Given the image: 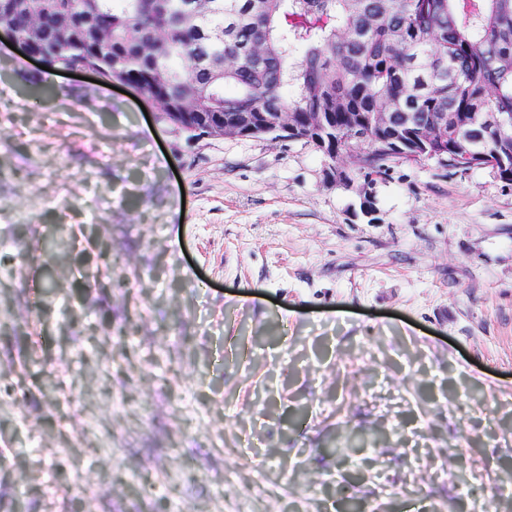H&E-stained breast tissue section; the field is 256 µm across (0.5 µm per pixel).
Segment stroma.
<instances>
[{
  "mask_svg": "<svg viewBox=\"0 0 512 512\" xmlns=\"http://www.w3.org/2000/svg\"><path fill=\"white\" fill-rule=\"evenodd\" d=\"M325 168L0 40L10 512H471L512 486V184L398 162L372 223ZM352 431L378 444L346 463Z\"/></svg>",
  "mask_w": 512,
  "mask_h": 512,
  "instance_id": "obj_1",
  "label": "stroma"
}]
</instances>
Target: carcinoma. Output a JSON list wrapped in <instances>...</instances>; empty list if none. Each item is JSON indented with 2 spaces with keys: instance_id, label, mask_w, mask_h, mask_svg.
<instances>
[{
  "instance_id": "carcinoma-1",
  "label": "carcinoma",
  "mask_w": 512,
  "mask_h": 512,
  "mask_svg": "<svg viewBox=\"0 0 512 512\" xmlns=\"http://www.w3.org/2000/svg\"><path fill=\"white\" fill-rule=\"evenodd\" d=\"M15 30L29 24L14 0ZM188 0H101L97 26L127 58V76L159 99L199 102L203 112H331L336 129L348 112H375L386 100L411 113L413 142L441 112L448 151L469 112L512 113V0H211L203 26L186 25ZM171 31L161 54L168 77L155 81L140 49L158 29ZM224 29V39L210 36ZM254 44L263 54H248ZM233 59L217 79L204 58ZM378 172L396 157L377 151Z\"/></svg>"
}]
</instances>
